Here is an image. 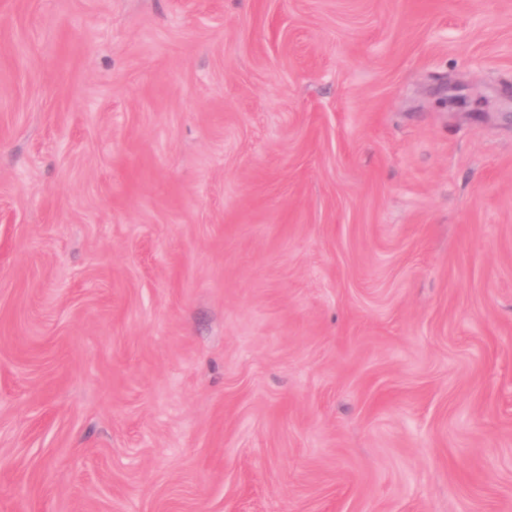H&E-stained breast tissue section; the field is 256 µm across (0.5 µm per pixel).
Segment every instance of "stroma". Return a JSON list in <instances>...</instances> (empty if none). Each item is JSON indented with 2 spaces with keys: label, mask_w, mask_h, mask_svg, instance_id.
Masks as SVG:
<instances>
[{
  "label": "stroma",
  "mask_w": 512,
  "mask_h": 512,
  "mask_svg": "<svg viewBox=\"0 0 512 512\" xmlns=\"http://www.w3.org/2000/svg\"><path fill=\"white\" fill-rule=\"evenodd\" d=\"M0 512H512V0H0Z\"/></svg>",
  "instance_id": "1"
}]
</instances>
